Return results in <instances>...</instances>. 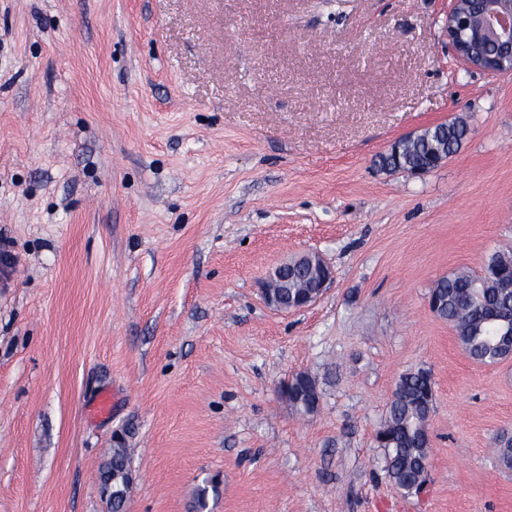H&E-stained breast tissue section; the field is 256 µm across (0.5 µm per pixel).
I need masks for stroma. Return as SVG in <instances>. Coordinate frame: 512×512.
Instances as JSON below:
<instances>
[{
	"mask_svg": "<svg viewBox=\"0 0 512 512\" xmlns=\"http://www.w3.org/2000/svg\"><path fill=\"white\" fill-rule=\"evenodd\" d=\"M451 0H0V512H512V357L482 364L434 282L512 249V76L467 70ZM461 119L423 175L396 139ZM321 252L315 305L259 282ZM432 374L431 465L403 496L375 435ZM314 375L318 410L280 388ZM110 392L112 410L92 404ZM309 263L312 267H317L324 271V276L318 285V293L315 296H309L300 299L296 304L286 307L280 297L274 292V288H278L277 281L282 273L288 270V267ZM334 283V274L331 266L326 262L321 253L317 251H306L299 256L293 258L291 261H284L278 265L266 278L260 288V293L263 302L270 308L277 311H290L300 310L306 308L318 300H320ZM108 454L100 473L101 488L109 492L106 499L110 511L122 512L130 494L129 450L119 446L111 448Z\"/></svg>",
	"mask_w": 512,
	"mask_h": 512,
	"instance_id": "obj_1",
	"label": "stroma"
}]
</instances>
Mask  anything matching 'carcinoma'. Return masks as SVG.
Returning a JSON list of instances; mask_svg holds the SVG:
<instances>
[{"mask_svg":"<svg viewBox=\"0 0 512 512\" xmlns=\"http://www.w3.org/2000/svg\"><path fill=\"white\" fill-rule=\"evenodd\" d=\"M468 136V127L462 121L441 123L424 131V135L407 145L399 155L386 152L378 164L402 169L426 168L436 159V152L456 154ZM484 270L489 272L488 283L477 285V277L459 271L438 279L433 292L444 298L439 317L452 324L459 344L474 360L491 364L505 355L502 347L504 328L510 323L495 322L494 316H506L512 311V301L498 291L497 274H512V251L492 254ZM313 276L302 266L295 268L288 286L309 288ZM283 396L296 409L305 408L319 400L317 381L309 373H299L286 383ZM433 401V382L429 372L419 369L403 374L396 384L385 418L378 429L384 434L380 447L384 448L385 473L396 488L421 484L425 476L421 461L429 456V445L424 439L425 421L429 404ZM501 464L512 469V437L500 435L494 441ZM129 450L121 446L109 451L101 473V488L108 490L110 512H123L130 494Z\"/></svg>","mask_w":512,"mask_h":512,"instance_id":"carcinoma-1","label":"carcinoma"}]
</instances>
